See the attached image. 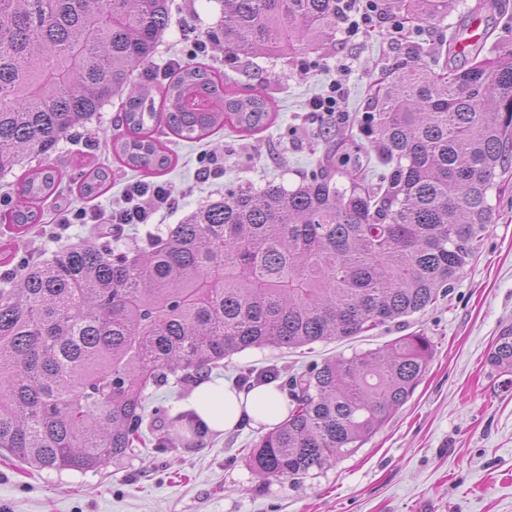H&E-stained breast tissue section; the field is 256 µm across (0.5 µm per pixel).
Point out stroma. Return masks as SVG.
I'll use <instances>...</instances> for the list:
<instances>
[{"mask_svg":"<svg viewBox=\"0 0 512 512\" xmlns=\"http://www.w3.org/2000/svg\"><path fill=\"white\" fill-rule=\"evenodd\" d=\"M476 4L457 0L444 20L431 27L406 22L405 35L398 39L392 27L399 16L387 11L370 34L351 37L337 31L302 59L260 53L235 59L209 49L203 63L236 87L272 98L277 118L270 129L251 137L228 127L197 143L167 136L177 163L160 181L178 198L179 208L156 217V228L174 227L229 187H296L333 148L340 127L310 112L309 101L342 78L345 125L356 126L374 83L393 71L402 48L416 45L432 56ZM170 8L171 25L149 66L157 74L170 59L185 55L192 36L216 31L221 19L218 0H170ZM119 106L116 100L106 104L47 159L67 172L70 183L88 167H111V190L82 200L62 188L59 196L41 204L40 223L26 233L0 223V248L15 262L87 236L86 224L56 229L60 202L103 211L135 181L133 172L114 166L105 142ZM205 150L223 155L224 175L200 183L197 158ZM511 325L512 171L504 176L496 222L486 231L476 259L434 305L350 339L290 350L247 349L213 371V378L235 386L251 373L275 369L286 377L400 336H429L433 355L413 395L356 453L303 477L265 480L248 458L265 430L248 423L88 472L38 470L0 450V512H512V382L488 363L494 339Z\"/></svg>","mask_w":512,"mask_h":512,"instance_id":"obj_1","label":"stroma"}]
</instances>
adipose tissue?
<instances>
[{
    "mask_svg": "<svg viewBox=\"0 0 512 512\" xmlns=\"http://www.w3.org/2000/svg\"><path fill=\"white\" fill-rule=\"evenodd\" d=\"M190 406L216 432L234 430L247 421L270 430L287 413L286 403L275 386L261 385L241 391L220 380L198 385Z\"/></svg>",
    "mask_w": 512,
    "mask_h": 512,
    "instance_id": "adipose-tissue-1",
    "label": "adipose tissue"
}]
</instances>
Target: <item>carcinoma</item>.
Instances as JSON below:
<instances>
[{
  "label": "carcinoma",
  "instance_id": "cac0c4a2",
  "mask_svg": "<svg viewBox=\"0 0 512 512\" xmlns=\"http://www.w3.org/2000/svg\"><path fill=\"white\" fill-rule=\"evenodd\" d=\"M168 0H0V175L46 158L114 98L109 145L122 167L156 175L175 164L153 136L195 142L229 125L272 126L273 102L182 62L157 83L133 79L170 23ZM224 51L298 57L333 37L341 0H217ZM452 0H384L427 24ZM408 61L380 82L359 133L374 161L361 174L320 163L294 189L224 192L164 236L112 247L100 231L0 275V449L39 469L92 471L142 447L202 434L193 411L148 410L151 391L194 382L249 348H295L359 336L423 311L448 293L495 222L512 155V42ZM348 184L339 186L335 176ZM63 175L19 178L0 220L25 232ZM112 187L93 167L83 198ZM433 353L400 336L281 384L288 416L253 444L266 478L294 479L354 453L412 395ZM489 364L512 374V327Z\"/></svg>",
  "mask_w": 512,
  "mask_h": 512
}]
</instances>
